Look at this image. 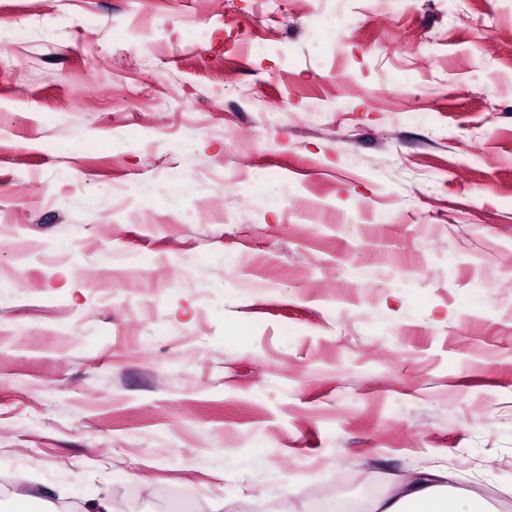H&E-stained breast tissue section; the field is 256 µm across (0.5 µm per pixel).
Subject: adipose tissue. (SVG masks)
Masks as SVG:
<instances>
[{"label": "adipose tissue", "mask_w": 512, "mask_h": 512, "mask_svg": "<svg viewBox=\"0 0 512 512\" xmlns=\"http://www.w3.org/2000/svg\"><path fill=\"white\" fill-rule=\"evenodd\" d=\"M449 479L448 472L439 470L412 477L374 512H489L483 497L455 492Z\"/></svg>", "instance_id": "adipose-tissue-1"}]
</instances>
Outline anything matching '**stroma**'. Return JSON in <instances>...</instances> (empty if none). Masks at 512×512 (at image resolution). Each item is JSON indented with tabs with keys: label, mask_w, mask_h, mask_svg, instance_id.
<instances>
[{
	"label": "stroma",
	"mask_w": 512,
	"mask_h": 512,
	"mask_svg": "<svg viewBox=\"0 0 512 512\" xmlns=\"http://www.w3.org/2000/svg\"><path fill=\"white\" fill-rule=\"evenodd\" d=\"M0 51V477L512 512V0H0ZM448 471H432L403 482L392 498L372 512H489L478 494L461 495L448 484Z\"/></svg>",
	"instance_id": "35a3bbf8"
}]
</instances>
